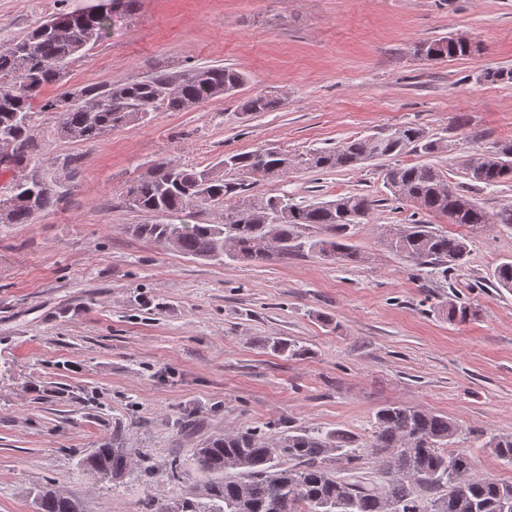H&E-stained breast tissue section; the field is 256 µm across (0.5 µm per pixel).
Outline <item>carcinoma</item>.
Masks as SVG:
<instances>
[{
    "mask_svg": "<svg viewBox=\"0 0 512 512\" xmlns=\"http://www.w3.org/2000/svg\"><path fill=\"white\" fill-rule=\"evenodd\" d=\"M53 21L74 29L90 28L100 41L112 18L89 8L61 12ZM85 46L59 38L47 24L29 31L6 49H0V134L19 139L21 152L0 168L14 170L11 184L26 185L32 169L24 160L34 155L36 111L53 112L64 138L77 132L83 140L96 139L140 120L139 113L164 107L187 111L209 100L231 96L245 75L222 65L189 67L179 72L157 68L141 80L123 84L100 83L69 88L40 99L49 85L67 84L66 68ZM437 52L444 58L466 55L447 37L422 43L424 57ZM280 99L257 94L242 103L244 112H271ZM413 146L425 154L444 149L426 132L404 125L384 136L353 139L340 148L314 150L281 166V158L260 150L228 154L209 169L161 163L127 190L130 207L139 211L178 216L224 204L222 224H131L132 235L164 248L202 260L263 262L285 260L303 250L359 260L347 242L346 231L370 216L374 201L352 194L334 201L296 203L287 195L254 196L241 206L233 198L258 180L282 178L298 167L341 169L366 161L395 157ZM465 176L486 187L512 181V141L495 142L464 156ZM239 175L224 178L221 170ZM384 187L391 199L411 204L417 213L447 217L454 223L477 227H512V204L491 214L471 197L453 188L437 167L421 163L386 169ZM52 193L29 199L18 192L0 224H27L52 204ZM317 235H303L307 228ZM388 248L416 265L431 264L443 278L469 255V241L437 231L420 219L385 231ZM495 287L512 291V260L492 271ZM262 347L294 356L296 345L266 337ZM459 427L447 416L410 406H386L375 415L373 443L387 481L381 488L336 480L329 464L355 449L336 432L288 429L276 438L255 428H240L204 439L193 449L198 468L209 479L204 500L186 497L176 512H512V482L474 473L471 458L451 450ZM125 432L112 431V441L94 449L81 462L99 482L120 481L133 465L134 449L125 446ZM497 458L512 463V436L492 435L484 443ZM292 461L291 467L283 466ZM37 512H79L75 500L55 488L35 494Z\"/></svg>",
    "mask_w": 512,
    "mask_h": 512,
    "instance_id": "obj_1",
    "label": "carcinoma"
}]
</instances>
